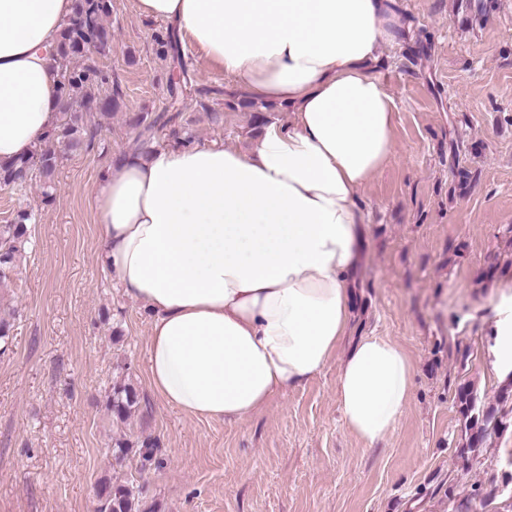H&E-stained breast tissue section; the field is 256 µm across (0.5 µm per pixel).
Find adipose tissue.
<instances>
[{
  "label": "adipose tissue",
  "instance_id": "ef3b65f1",
  "mask_svg": "<svg viewBox=\"0 0 512 512\" xmlns=\"http://www.w3.org/2000/svg\"><path fill=\"white\" fill-rule=\"evenodd\" d=\"M396 0H137L252 96L288 107L249 151L159 145L109 163L98 260L153 313L149 380L198 419L239 420L319 374L346 336L364 215L358 192L395 154L394 101L371 70L400 36ZM74 0H0V164L58 125L53 48ZM492 365L512 374V292ZM406 351L363 336L337 395L348 433L392 436L412 392Z\"/></svg>",
  "mask_w": 512,
  "mask_h": 512
}]
</instances>
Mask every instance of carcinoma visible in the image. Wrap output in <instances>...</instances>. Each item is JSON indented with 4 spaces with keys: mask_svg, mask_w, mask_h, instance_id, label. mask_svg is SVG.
I'll use <instances>...</instances> for the list:
<instances>
[{
    "mask_svg": "<svg viewBox=\"0 0 512 512\" xmlns=\"http://www.w3.org/2000/svg\"><path fill=\"white\" fill-rule=\"evenodd\" d=\"M75 16L66 23L53 53L52 67L59 78L61 95L58 112L60 123L55 132L34 148L31 153L7 165H0V185L22 190L33 179L42 183L45 198L52 197L54 178L59 167L61 152H80L90 146L93 132L83 122V113L97 112L109 116L116 108L112 97H101L93 93L94 87L107 81L104 72L90 62L89 51H104L112 43V28L104 19L112 13V0H75ZM83 59L81 65L74 62ZM187 82V71L172 76L167 86L168 104L173 108L178 103V90ZM32 213L24 211L11 224H0V288L10 286L11 279L26 250L31 244L30 224ZM138 403L136 390L126 383H116L107 396L109 411L120 420L131 416ZM458 413L465 422L468 435L466 448L477 450L484 447L488 437L508 428L504 421V407L512 404V375L504 381L498 391L496 404L479 405L472 384L463 383L455 394ZM156 448L144 442L134 449L125 442L112 448V457L121 464L133 455L138 458L140 474L149 471ZM98 512H153L143 508L141 489L128 483L103 482L98 490Z\"/></svg>",
    "mask_w": 512,
    "mask_h": 512,
    "instance_id": "carcinoma-1",
    "label": "carcinoma"
}]
</instances>
